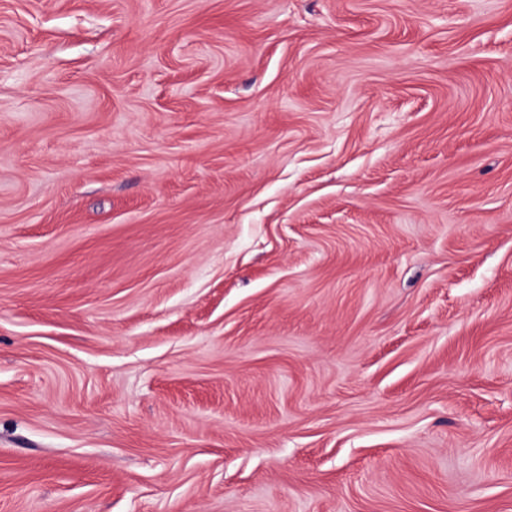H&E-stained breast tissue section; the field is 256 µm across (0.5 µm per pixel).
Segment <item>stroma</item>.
<instances>
[{
    "instance_id": "1",
    "label": "stroma",
    "mask_w": 512,
    "mask_h": 512,
    "mask_svg": "<svg viewBox=\"0 0 512 512\" xmlns=\"http://www.w3.org/2000/svg\"><path fill=\"white\" fill-rule=\"evenodd\" d=\"M0 512H512V0H0Z\"/></svg>"
}]
</instances>
